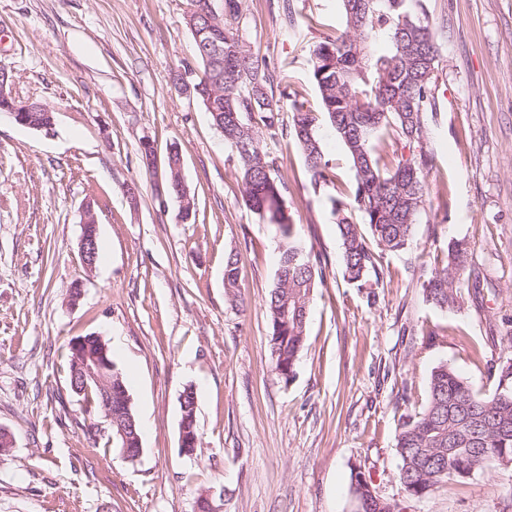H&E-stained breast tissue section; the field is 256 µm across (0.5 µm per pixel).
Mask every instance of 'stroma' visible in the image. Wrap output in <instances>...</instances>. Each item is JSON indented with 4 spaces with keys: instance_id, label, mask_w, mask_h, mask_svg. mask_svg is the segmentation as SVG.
<instances>
[{
    "instance_id": "1",
    "label": "stroma",
    "mask_w": 512,
    "mask_h": 512,
    "mask_svg": "<svg viewBox=\"0 0 512 512\" xmlns=\"http://www.w3.org/2000/svg\"><path fill=\"white\" fill-rule=\"evenodd\" d=\"M188 0H0V70L19 101L55 112L52 133L0 112V512H195L204 491L223 512H356L362 471L400 512H512V466L487 461L414 497L400 485L402 417L421 412L445 364L492 394L488 369L512 336V0H419L439 48L424 151L435 158L411 245L382 252L360 282L344 274L331 197L354 173L321 125L335 178L316 186L291 136L265 139L283 197L324 279L291 380L268 349L265 299L276 282L273 225L242 204L235 157L199 103L174 89L200 70ZM340 26L337 0H246L242 29L274 67L271 93L318 107L310 55ZM170 148L197 202L177 218L141 141ZM137 183L129 202L124 189ZM93 204L99 259L79 255ZM467 244L458 306L424 286ZM235 253L244 303L224 288ZM80 285L81 296L69 291ZM109 342L138 421L130 461L70 386L68 343ZM197 400L200 445L179 448L180 396Z\"/></svg>"
}]
</instances>
